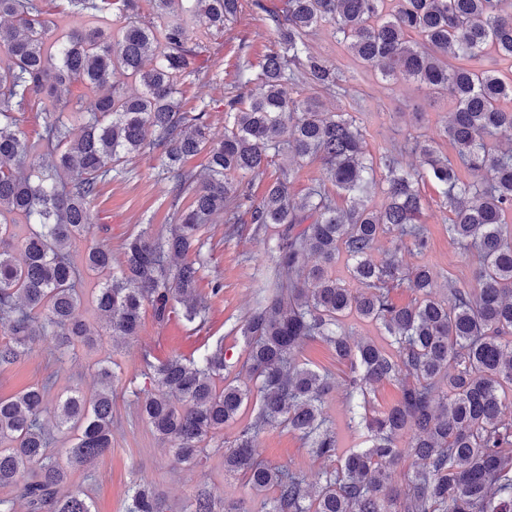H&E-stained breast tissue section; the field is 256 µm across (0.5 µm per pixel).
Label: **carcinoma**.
Instances as JSON below:
<instances>
[{
    "mask_svg": "<svg viewBox=\"0 0 512 512\" xmlns=\"http://www.w3.org/2000/svg\"><path fill=\"white\" fill-rule=\"evenodd\" d=\"M151 2L148 19L138 0H120L121 26L114 29L106 17L112 0H65L64 12L95 22L50 44L44 0H0V327L10 336L0 343V368L37 340L60 353L94 341L99 332L76 314L83 269L99 275L91 304L114 336L138 335L148 311L159 323L177 312L205 325L202 229L221 213L224 239L240 235L246 205L252 234L273 242L266 289L233 328L246 342L242 369L254 388L232 376L222 341L192 361L172 355L154 363L147 353L151 388L135 393L137 416L197 466L202 443L252 406L224 450V473L245 478L256 492L274 490L262 512H512V419L505 414L512 404V224L505 221L512 213V147L499 141L512 132V109L501 105L512 101V79L498 69L512 60V0H283L277 9L254 0L276 35L275 48L258 66L240 68L247 94L227 100L222 139L213 136L205 109L180 111L177 94L191 73L198 33L232 22L240 0H191L193 8L183 11L184 0ZM326 23L382 80L448 95L453 108L444 133L471 180H460L459 163L439 157L429 139H415L419 165L412 169L391 150L376 159L348 113L290 96L303 79L323 90L341 87L336 67L308 46ZM123 78L139 89L128 92ZM74 84L97 91L90 108L72 101ZM39 96L55 111L33 141L21 116ZM144 152L159 161L175 223L165 236L147 229L129 235L117 272L104 244L87 247L82 265L75 264L71 248L90 230L91 201L118 162ZM201 152L208 163L200 180L184 162ZM276 156L318 161L321 177L295 198L286 170L251 202L246 176L262 174ZM427 181L442 190L452 213L448 237L477 263L475 284L450 280L445 297L436 292L432 268L405 267L401 259L405 248L428 247L420 222V184ZM378 185L387 198L382 211L367 204ZM383 239L391 248L376 261ZM340 260L356 287L329 274ZM402 286L414 298L397 305L391 291ZM350 315L380 325L387 345L351 340ZM306 342L325 344L345 367L349 399L363 409L357 425L365 447L337 455L323 410L333 373L296 360ZM99 378L90 399L74 390L50 401L49 378L0 396V487L34 467L22 490L31 512H92L88 496L63 487L70 468L112 448L110 366H101ZM382 382L398 384L399 397L378 408L369 394ZM50 404L57 430L73 434L64 463L42 419ZM270 426L297 434L318 458H337L336 467L313 482L258 459L255 440ZM405 457L416 466L397 483L393 469ZM130 491L126 512H167L147 485ZM215 508L213 492L201 491L189 512Z\"/></svg>",
    "mask_w": 512,
    "mask_h": 512,
    "instance_id": "carcinoma-1",
    "label": "carcinoma"
}]
</instances>
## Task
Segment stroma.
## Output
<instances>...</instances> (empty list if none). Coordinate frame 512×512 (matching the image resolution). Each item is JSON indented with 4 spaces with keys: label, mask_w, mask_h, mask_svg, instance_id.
I'll return each instance as SVG.
<instances>
[{
    "label": "stroma",
    "mask_w": 512,
    "mask_h": 512,
    "mask_svg": "<svg viewBox=\"0 0 512 512\" xmlns=\"http://www.w3.org/2000/svg\"><path fill=\"white\" fill-rule=\"evenodd\" d=\"M310 49L333 63L344 75L342 89L326 92L302 82L291 94L315 99L329 112H346L361 127L371 154L396 148L403 165L415 164L411 150L413 138L423 134L431 138L442 156H453L454 150L443 127L452 105L447 98L432 96L412 83L387 84L372 67L360 63L339 43L331 25L320 26L309 40ZM275 46V34L264 13L255 10L251 0H242L236 19L224 30L211 31L202 39L195 60V72L180 83L185 111L206 105L207 118L213 132L224 131V104L229 96L238 94L237 67L243 61L258 62ZM209 83L206 100H198L201 83ZM157 162L151 154L139 155L121 164L120 173L104 185L91 203L94 224L89 234L77 241L74 258H81L91 244L111 247L114 259H121L122 245L128 235L149 227L156 235L166 234L173 222L174 209L157 180ZM290 168V190L295 196L305 194L307 187L320 176V165L308 160L285 165L275 158L265 173L253 181V196L261 198L267 183L275 180L282 168ZM421 193L426 201L422 220L429 231L425 252L406 251V266L428 264L441 277L467 284L474 283L476 263L448 237L445 226L450 212L438 188L425 183ZM207 258L205 278L199 285L202 294H209L212 281L223 284L224 290L212 302L205 326L174 316L163 324L145 317L136 338L114 343L111 336L96 337L90 347H81L76 357L56 359L53 345L35 342L27 356L0 369V395L11 396L27 386L52 378V395L77 390L92 395L98 388L97 362L111 357L116 364L112 400V448L92 465L72 469L67 491L88 495L95 512H125L128 490L133 482L147 484L168 507L169 512H187L198 491L215 494L217 502L242 504L247 512H261L269 493H255L242 479L225 475L224 444L233 440L239 427L229 425L223 435L206 442L207 458L201 465L190 466L179 461L168 444L153 434L134 411L133 392L150 385L142 375V355L151 353L162 360L177 353L197 358L216 342H223L226 356L237 361L244 353L242 336L229 335V326L242 321L250 313L255 294L262 285L268 266L266 242L243 235L232 241L224 239L222 217H213L204 231ZM325 412L339 440L341 450H349L360 442V434L350 424L349 402L344 383H336L325 397ZM256 455L271 464L291 467L315 476L327 468V461L315 458L299 437L286 429L271 427L257 439Z\"/></svg>",
    "instance_id": "obj_1"
}]
</instances>
